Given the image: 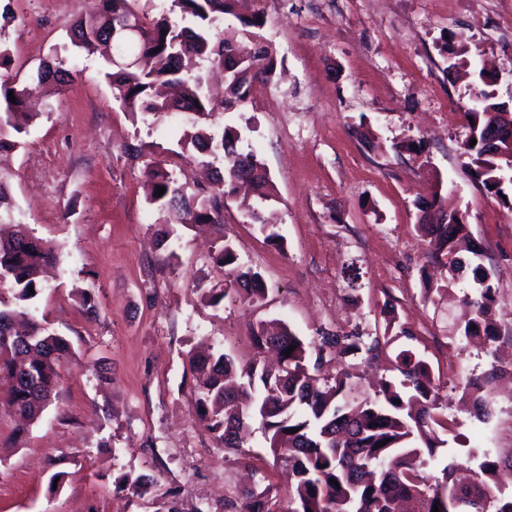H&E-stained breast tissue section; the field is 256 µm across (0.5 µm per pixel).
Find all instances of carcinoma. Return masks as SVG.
Masks as SVG:
<instances>
[{
  "label": "carcinoma",
  "mask_w": 512,
  "mask_h": 512,
  "mask_svg": "<svg viewBox=\"0 0 512 512\" xmlns=\"http://www.w3.org/2000/svg\"><path fill=\"white\" fill-rule=\"evenodd\" d=\"M240 0H172V20L163 15L146 24L134 10L132 0H94L76 23L70 42L87 52L112 48L107 58L105 77L112 87L115 102L124 110L163 116L170 112H189L194 116L192 130L185 133L183 145L198 154L224 159L207 185L188 190L173 171L151 160L150 204L164 216L166 224H224V205L230 189L239 179V158L251 160L250 184L260 200L272 197V185L262 164L252 152L234 149L240 134L234 128H215L210 123L217 112L240 110L247 100L248 85L255 79L270 80L277 67V53L262 33L266 13L255 6L240 13ZM231 16L219 35L212 34L216 20ZM224 72V99H213L205 89L199 72L201 63ZM71 72L63 60L39 65L26 81L0 74V98L6 104L0 114V157L21 147L20 135L31 118L21 108L27 99L49 83L66 85ZM469 90L476 107L468 118L484 126L495 119L490 111L498 107L493 79L484 71ZM13 92L16 102L8 99ZM470 168L490 194L512 211V193L506 191L500 160L486 156L480 144L464 142ZM166 188L157 197V187ZM13 197L0 177V221L12 220ZM417 227L448 255L454 271L456 241L469 235L464 223H448L441 212L437 222L418 219ZM55 246L35 236L26 224H13L0 231V409L10 411L25 425L34 423L49 404L60 371L72 356L69 340L37 321L31 309L44 288L40 279L43 267L55 263ZM212 263L224 270V287L212 288L205 295L212 306L236 295L252 303L265 296L257 272L244 271L229 243L211 256ZM479 285L465 303V314L456 325L459 338L473 336L484 327L485 341L497 335L492 327L495 291L482 266L473 269ZM257 354L275 352L284 367L267 368L259 357L238 365L222 352L188 354L192 368L205 373L196 391L197 416L213 439L227 449L244 447L254 421H260L270 448L288 468L294 483L288 505L270 494L258 491L267 479L255 471L257 484L224 501V512H399L409 502V512H512V497H503L492 481L496 468L483 451L479 473L469 480L454 478L455 473L476 459L454 457L441 469V475L418 470L413 459L422 455L434 460L443 440L435 437L436 428L448 429L442 412L439 388L427 362L415 351L400 350L395 357L399 377L381 382L374 397L360 395L347 372H330L325 366L343 356L371 354L378 350L377 338L366 342L357 332L323 333L306 347L303 340L283 324L276 333L265 323L251 328ZM294 347L290 356L284 351ZM297 432L292 433L290 429ZM384 446L379 447L377 443ZM335 479L337 484L330 483ZM121 483L136 495L149 492L151 480L144 474L126 473Z\"/></svg>",
  "instance_id": "cac0c4a2"
}]
</instances>
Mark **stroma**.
I'll return each instance as SVG.
<instances>
[{
  "instance_id": "35a3bbf8",
  "label": "stroma",
  "mask_w": 512,
  "mask_h": 512,
  "mask_svg": "<svg viewBox=\"0 0 512 512\" xmlns=\"http://www.w3.org/2000/svg\"><path fill=\"white\" fill-rule=\"evenodd\" d=\"M91 4L63 0L50 11L43 0H0L9 75L26 80L56 53L75 72L40 99L22 147L0 159L16 221L59 253L33 314L75 349L18 444L14 418L0 410V512H167L173 504L224 512L248 475L196 415L187 351L205 344L244 364L256 354L257 320H282L308 344L322 332L384 329L388 306L413 337H386L377 357L346 360L360 392L373 396L395 354L412 346L454 422L430 472L451 455L487 449L511 497L512 212L473 179L461 144L474 69L487 67L498 101L512 103V0H264L276 74L254 81L247 104L218 121L238 129L239 151L263 163L274 198L262 215L281 241L270 242L231 198L223 226H175L161 248L146 161L168 162L190 182L206 174L175 154L189 129L183 116L123 110L103 59L71 47L68 32ZM411 141L416 150H407ZM436 195L484 250L496 291L494 350L452 337L475 283L429 257L417 205ZM227 241L239 265L261 275L262 303L204 299L224 278L209 254ZM353 261L361 275L354 303L343 276ZM85 292L96 318L83 312ZM488 374L493 415L481 422L464 393ZM248 445L272 493L287 498V468L262 432ZM56 472L65 475L57 488ZM128 472L151 475V493L123 488Z\"/></svg>"
}]
</instances>
